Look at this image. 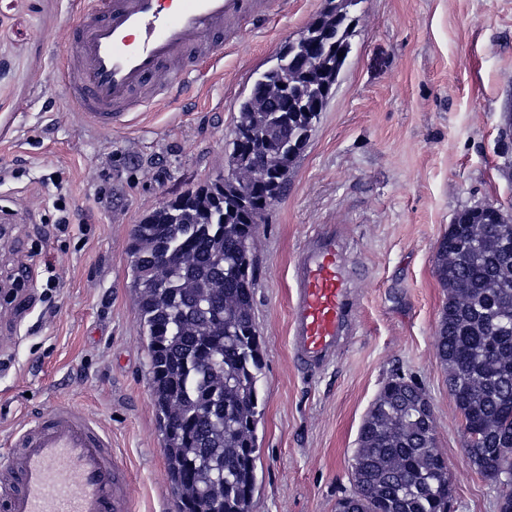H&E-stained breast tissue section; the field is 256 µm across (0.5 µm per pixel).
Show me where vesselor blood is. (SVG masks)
I'll list each match as a JSON object with an SVG mask.
<instances>
[{"label":"vessel or blood","instance_id":"obj_1","mask_svg":"<svg viewBox=\"0 0 512 512\" xmlns=\"http://www.w3.org/2000/svg\"><path fill=\"white\" fill-rule=\"evenodd\" d=\"M288 0H72L71 27L54 76L96 127L108 129L147 111L162 69L190 87L236 42L241 26L267 18ZM290 344L308 368L325 364L351 320L348 274L334 234L317 233L299 259ZM0 465V512H129L112 457V437L64 404L17 428Z\"/></svg>","mask_w":512,"mask_h":512}]
</instances>
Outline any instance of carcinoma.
<instances>
[{
    "label": "carcinoma",
    "instance_id": "obj_1",
    "mask_svg": "<svg viewBox=\"0 0 512 512\" xmlns=\"http://www.w3.org/2000/svg\"><path fill=\"white\" fill-rule=\"evenodd\" d=\"M360 0H326L305 29L320 64L297 69L291 44L238 100L227 174L156 208L129 242L132 288L147 341L152 406L163 436L178 512H252L257 489L258 382L263 347L253 312L252 244L258 224L288 182L352 50ZM343 56H338V53ZM282 90L268 102L262 91ZM265 180L238 171L264 163ZM465 212L440 240L435 273L447 292L435 348L449 393L476 436L462 444L487 476L512 465V224L491 225L498 246H475ZM457 262L448 267V253ZM428 399L392 377L358 431L354 490L336 512H448V466L436 451Z\"/></svg>",
    "mask_w": 512,
    "mask_h": 512
}]
</instances>
